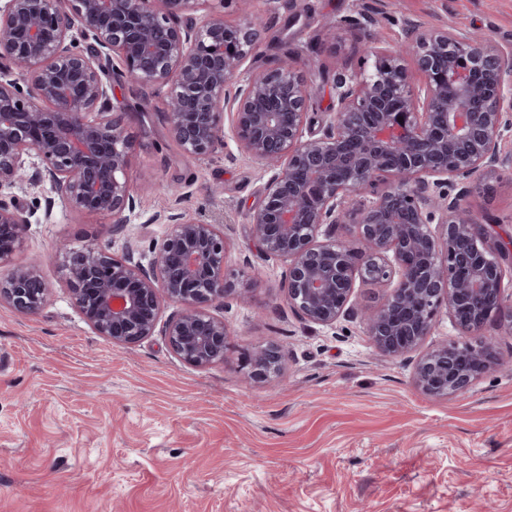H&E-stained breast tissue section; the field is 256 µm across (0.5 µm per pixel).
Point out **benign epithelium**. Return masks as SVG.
Listing matches in <instances>:
<instances>
[{"label": "benign epithelium", "instance_id": "benign-epithelium-1", "mask_svg": "<svg viewBox=\"0 0 512 512\" xmlns=\"http://www.w3.org/2000/svg\"><path fill=\"white\" fill-rule=\"evenodd\" d=\"M211 0H0V304L35 315L48 288L40 261L14 264L27 218L7 191L47 182L54 208L107 213L127 223L137 200L127 176L132 141L113 112L109 76L118 57L138 85L167 88L169 133L189 159L224 149L229 117L240 150L272 175L247 221L264 255L287 265L288 306L326 327L353 312L356 280L387 285L362 313L367 336L389 359L418 353L413 380L446 398L499 364L495 345L442 342L420 351L441 308L465 335L503 304L512 250L495 225L461 207L481 172L511 167L500 142L512 131V45L444 27L405 23L390 49L372 43L364 73L336 77V113L306 135L316 90L288 61L238 83L257 22L189 15ZM460 184L456 197L443 188ZM145 265L108 244L64 250L74 306L101 336L128 347L160 332L185 363L227 359L229 325L210 307L246 297L226 277L228 242L216 224L178 214ZM339 224L354 225L338 240ZM176 310L162 317V304ZM285 356L269 342L245 353L254 383L278 377Z\"/></svg>", "mask_w": 512, "mask_h": 512}]
</instances>
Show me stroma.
<instances>
[{"instance_id":"obj_1","label":"stroma","mask_w":512,"mask_h":512,"mask_svg":"<svg viewBox=\"0 0 512 512\" xmlns=\"http://www.w3.org/2000/svg\"><path fill=\"white\" fill-rule=\"evenodd\" d=\"M362 11L375 18L364 32L349 23ZM247 12L259 22L248 68L285 58L317 87L314 134L336 109L338 70H369L362 46L395 44L405 20L512 44V0H226L216 10L228 26ZM113 66L139 201L123 230L108 214L58 210L44 222L49 185L16 192L32 218L15 261L41 258L49 298L32 316L0 305V512H512V297L478 334L499 366L463 393L428 397L412 359L383 357L359 318L322 327L289 309L285 265L258 251L246 220L268 171L229 133L222 153L184 157L164 90L134 87ZM145 97L152 108L138 111ZM461 203L512 239V170L483 172ZM170 213L221 225L227 277L249 291L214 307L234 353L205 369L160 335L112 345L64 280L62 248L95 240L149 261ZM271 341L285 353L281 375L249 383L237 353Z\"/></svg>"}]
</instances>
